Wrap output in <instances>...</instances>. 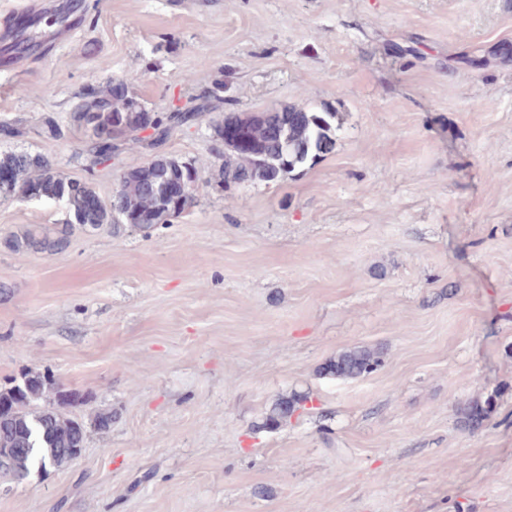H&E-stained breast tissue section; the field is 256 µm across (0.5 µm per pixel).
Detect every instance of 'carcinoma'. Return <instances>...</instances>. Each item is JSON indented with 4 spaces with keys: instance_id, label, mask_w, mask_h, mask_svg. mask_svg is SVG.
<instances>
[{
    "instance_id": "cac0c4a2",
    "label": "carcinoma",
    "mask_w": 512,
    "mask_h": 512,
    "mask_svg": "<svg viewBox=\"0 0 512 512\" xmlns=\"http://www.w3.org/2000/svg\"><path fill=\"white\" fill-rule=\"evenodd\" d=\"M224 85L217 84L210 93L197 96V103L186 111L159 115L154 112L132 111L136 94L127 99L115 94L108 85L101 90L89 89L78 94L68 124L92 130L80 156L84 167L93 171L104 161L111 159L120 150L121 144L111 147L107 153L101 151L96 137L112 134V127L122 125L130 132L128 141L139 143L145 149H152L163 142L174 128L195 121L204 111L210 99L218 97ZM297 110L289 106L281 110L240 113L233 116L244 129L245 146L224 145V167L218 177L235 183L255 181H278L296 169L314 162L332 141L330 131L333 112H315L306 107L302 111L307 119L298 125L287 124V114ZM288 126L283 139L269 138L265 130L270 127ZM153 127V133L141 135V131ZM0 170L8 172L6 181L0 182V200L26 199L34 188H39L44 199L64 201L70 219L53 227L27 229L4 240V246L12 252H41L59 254L66 250L75 229L94 231L104 224L112 225L117 235L123 226L135 219L142 210H157L158 223L165 224L175 215L182 213L193 203L186 199L180 206H165L159 199V184L170 176L199 181L198 170L187 167L176 158H159L123 174L122 179L109 202L110 212L90 214L85 209L86 196L95 193L89 183L80 180H65L60 177L51 160L41 154L25 151H11L0 154ZM386 351L381 347L357 346L336 354L321 368L326 377L340 380L364 378L381 366ZM54 385L50 374L26 371L20 380L8 387L0 388V447L29 448L24 456H15L0 464L1 476L23 477L33 465L45 466L50 463L61 466L73 448H84L86 429L84 424L66 419L58 407L79 401L80 395L73 391L57 390L55 404L36 407L34 402L41 398L44 390ZM312 401L307 393L292 392L278 398L265 414L262 428L276 429L287 422L298 410H306V403ZM494 402L473 400L458 411V423L468 429H476L489 418Z\"/></svg>"
}]
</instances>
